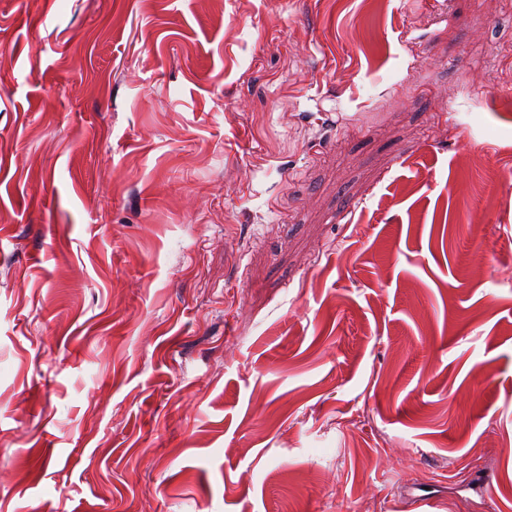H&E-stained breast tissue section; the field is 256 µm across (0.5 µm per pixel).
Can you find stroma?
Masks as SVG:
<instances>
[{
    "mask_svg": "<svg viewBox=\"0 0 512 512\" xmlns=\"http://www.w3.org/2000/svg\"><path fill=\"white\" fill-rule=\"evenodd\" d=\"M507 266L512 0H0V512H512Z\"/></svg>",
    "mask_w": 512,
    "mask_h": 512,
    "instance_id": "1",
    "label": "stroma"
}]
</instances>
